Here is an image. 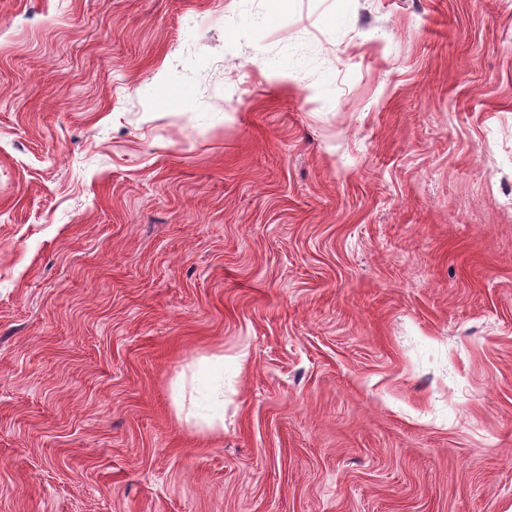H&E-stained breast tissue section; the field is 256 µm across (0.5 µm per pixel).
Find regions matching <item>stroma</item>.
Listing matches in <instances>:
<instances>
[{"label":"stroma","instance_id":"stroma-1","mask_svg":"<svg viewBox=\"0 0 512 512\" xmlns=\"http://www.w3.org/2000/svg\"><path fill=\"white\" fill-rule=\"evenodd\" d=\"M0 512H512V0H0Z\"/></svg>","mask_w":512,"mask_h":512}]
</instances>
